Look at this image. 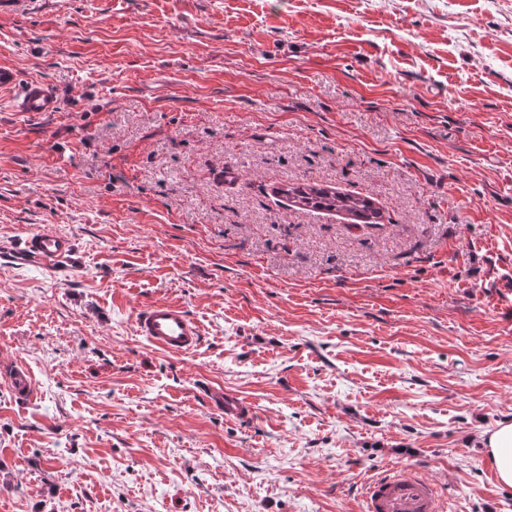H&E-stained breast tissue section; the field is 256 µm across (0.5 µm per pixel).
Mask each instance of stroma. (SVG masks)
Wrapping results in <instances>:
<instances>
[{"label":"stroma","mask_w":512,"mask_h":512,"mask_svg":"<svg viewBox=\"0 0 512 512\" xmlns=\"http://www.w3.org/2000/svg\"><path fill=\"white\" fill-rule=\"evenodd\" d=\"M0 64V246L87 259L0 265V374L35 388L0 384V512H362L392 465L512 512L481 446L512 419V0H26ZM31 79L58 111L14 112ZM160 300L197 350L136 334ZM293 202L303 209L324 211H344L355 221L363 224H381L383 218L379 208L367 197L351 196L335 191L332 187L319 184H303L285 189ZM0 259L16 266L38 265L54 273H74L84 269V256L71 238L38 227L20 239L17 245L2 247ZM7 383L10 391L18 400L25 401L31 397L33 385L26 368L15 367L8 376ZM209 394L210 403L224 411L226 419L242 420L250 417L253 413L252 405L237 393L224 390V393L218 396H215L212 391Z\"/></svg>","instance_id":"obj_1"}]
</instances>
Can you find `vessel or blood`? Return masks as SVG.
<instances>
[{
  "label": "vessel or blood",
  "instance_id": "obj_1",
  "mask_svg": "<svg viewBox=\"0 0 512 512\" xmlns=\"http://www.w3.org/2000/svg\"><path fill=\"white\" fill-rule=\"evenodd\" d=\"M15 111L25 114L54 112L58 100L54 92L39 81L29 82L14 103ZM0 261L16 266L38 265L54 273H74L84 269V256L71 238L48 228H36L19 243L0 250ZM136 332L150 346L172 354L192 352L200 343L198 324L179 305L156 302L135 318ZM8 387L21 401L31 397L33 385L28 370L11 371ZM214 407L225 418L242 420L253 413L252 405L241 395L224 392L213 399ZM364 512H445L444 499L437 487L422 473L399 467L387 468L369 480L363 489Z\"/></svg>",
  "mask_w": 512,
  "mask_h": 512
}]
</instances>
